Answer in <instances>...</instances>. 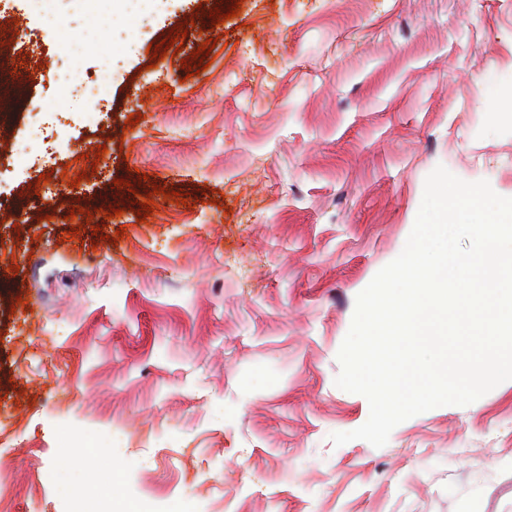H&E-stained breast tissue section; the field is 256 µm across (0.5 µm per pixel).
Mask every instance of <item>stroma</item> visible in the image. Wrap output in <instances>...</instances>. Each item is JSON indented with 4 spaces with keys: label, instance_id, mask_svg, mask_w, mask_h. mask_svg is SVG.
Here are the masks:
<instances>
[{
    "label": "stroma",
    "instance_id": "stroma-1",
    "mask_svg": "<svg viewBox=\"0 0 512 512\" xmlns=\"http://www.w3.org/2000/svg\"><path fill=\"white\" fill-rule=\"evenodd\" d=\"M231 3L92 21L58 0L52 23L10 0L0 20V85L21 91L0 104V498L110 512L90 436L146 512H512V381L380 448L329 439L369 417L335 386L337 354L427 175L512 196V110L491 98L512 87V0H243L212 25ZM181 24V52L154 60ZM211 35L209 67L187 76ZM64 49L112 66L108 92L41 112ZM68 177L80 185L58 195Z\"/></svg>",
    "mask_w": 512,
    "mask_h": 512
}]
</instances>
